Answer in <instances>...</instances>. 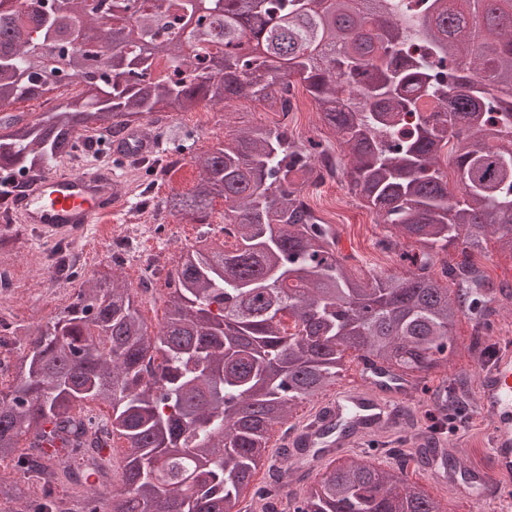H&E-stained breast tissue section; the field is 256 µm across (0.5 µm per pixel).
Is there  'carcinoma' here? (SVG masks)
I'll return each instance as SVG.
<instances>
[{
	"label": "carcinoma",
	"instance_id": "cac0c4a2",
	"mask_svg": "<svg viewBox=\"0 0 512 512\" xmlns=\"http://www.w3.org/2000/svg\"><path fill=\"white\" fill-rule=\"evenodd\" d=\"M0 0V110L38 97L29 60L56 44L59 25L99 29L93 55L75 45L68 76L97 80L108 112L83 109L37 121L0 116V176L39 175L85 151L89 131L117 135L135 120L193 112L204 101H264L273 108L299 82L334 128L350 190L396 235L414 269L363 279L336 252V232L307 202L328 150L288 126L253 125L196 160L192 192L170 211L205 224L224 199L233 243L204 240L166 275L162 325L149 326L133 289L90 279L0 384V500L34 485L33 512H243L241 490L270 458V433L341 376L347 352L422 384L448 361L454 326L494 290L473 256L491 231L512 255V0H58L21 16ZM163 60L144 52L161 35ZM451 161L446 171L441 161ZM455 175L449 185V174ZM461 245L462 260L432 271V255ZM293 326L285 325V318ZM445 408L459 403L446 380ZM105 406L107 416L93 415ZM124 443L120 493L101 498L90 474L112 475ZM400 464L358 457L326 468L293 512H439ZM296 465L268 464L277 497Z\"/></svg>",
	"mask_w": 512,
	"mask_h": 512
}]
</instances>
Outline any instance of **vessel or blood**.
Returning <instances> with one entry per match:
<instances>
[{
  "mask_svg": "<svg viewBox=\"0 0 512 512\" xmlns=\"http://www.w3.org/2000/svg\"><path fill=\"white\" fill-rule=\"evenodd\" d=\"M119 181L108 168L78 171L57 167L32 180L25 192L13 199L12 215L17 223L36 227L48 240L84 232L126 209L129 201ZM411 393L406 384L393 385L382 393L366 385L342 388L321 400L298 428L279 438L278 445L287 449L295 462L312 453L325 461L361 450L378 434L395 432L406 422ZM475 394L478 413L489 424L490 469H464L436 453L426 471L479 508L486 500L512 496V349L479 366Z\"/></svg>",
  "mask_w": 512,
  "mask_h": 512,
  "instance_id": "obj_1",
  "label": "vessel or blood"
}]
</instances>
